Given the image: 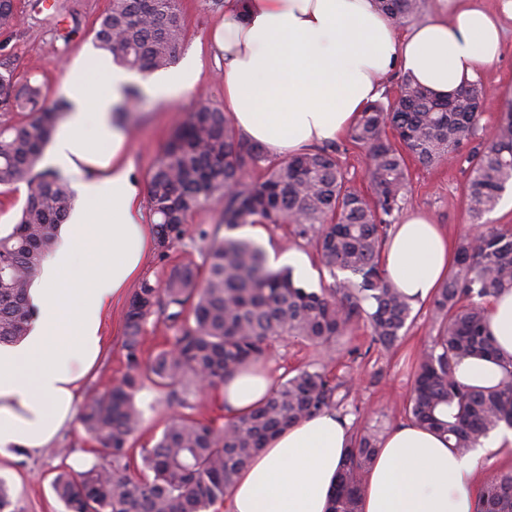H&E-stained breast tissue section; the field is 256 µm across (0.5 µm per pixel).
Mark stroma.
<instances>
[{
    "instance_id": "1",
    "label": "stroma",
    "mask_w": 512,
    "mask_h": 512,
    "mask_svg": "<svg viewBox=\"0 0 512 512\" xmlns=\"http://www.w3.org/2000/svg\"><path fill=\"white\" fill-rule=\"evenodd\" d=\"M109 4L110 0H17L21 21L13 31H0V62L9 65L18 80H37L43 83L49 97L62 96L74 60L92 46L93 25ZM210 4L211 0H182L187 31L179 56H192L197 61L199 79L193 90L182 99L166 103L142 97L130 114L126 145L140 189H147L150 173L169 138L198 101L206 99L219 107L224 104L222 70L211 50V37L223 13L211 9ZM503 26L501 53L479 75L491 89L482 102V121L486 124L512 107V20H504ZM465 180L466 174L458 165L429 169L411 166L406 212L427 213L447 231L452 242H459L471 229L463 199ZM218 215V207L211 204L194 213L184 226L181 240L164 250L152 249L143 279L152 283L165 279L175 265L188 260L202 263L197 232L202 227H213ZM239 233L259 241L267 254L279 256L289 251L309 259L311 271L303 280L306 287L318 289L333 284V277L312 249L303 240L293 238L288 229L255 224L243 226ZM129 301V296H122L108 311L104 350L96 370L86 380L85 395L109 391L126 371L123 341ZM411 316L413 321L403 340L389 350L372 346L366 327L359 325L328 350L297 338H280L273 342L261 364L278 379L300 366H326L330 377L353 383L346 404L339 411L350 428L378 424L388 431L404 421L402 408L411 394L418 357L435 334L430 303L413 305ZM136 400L143 422L131 444L136 449L149 448L157 442L176 409L150 385L138 393ZM105 459L76 421L51 447L34 454L1 457L0 476L12 488L16 512H64L50 487L55 472L62 468L80 472L93 461Z\"/></svg>"
}]
</instances>
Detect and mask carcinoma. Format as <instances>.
I'll use <instances>...</instances> for the list:
<instances>
[{
    "label": "carcinoma",
    "instance_id": "carcinoma-1",
    "mask_svg": "<svg viewBox=\"0 0 512 512\" xmlns=\"http://www.w3.org/2000/svg\"><path fill=\"white\" fill-rule=\"evenodd\" d=\"M426 2L380 0L396 26L420 20ZM17 17L16 0H0V30L14 27ZM185 34L180 0H110L94 43L146 76L175 63ZM485 94L475 80L450 100L403 76L394 95L370 104L347 133L348 143L368 159L365 191L346 178L340 147L332 144L249 177L247 170L266 160L264 147L243 139L221 109L200 101L152 171L148 205L163 249L182 238L194 212L213 202L222 204L227 235L200 230L199 239L209 241L202 265H176L162 282L145 281L132 296L126 372L108 392L87 398L80 414L86 434L111 461L54 476L51 488L65 512H209L272 436L344 406L350 386L323 366L294 370L262 406L222 423L204 417L197 397L201 380L218 391L238 368L264 358L275 337L328 347L361 322L373 345L389 349L401 340L412 303L388 278L383 247L407 200L409 158L425 168L467 164L463 196L478 232L458 242L448 278L432 298L436 336L420 356L404 416L447 437L459 452L503 423L512 427V370L492 389L466 387L455 377L459 359L495 356L484 299L512 290V230L485 220L512 186V111L502 113L486 141L462 153L483 129ZM0 104L30 114L24 123L0 128V188L28 186L13 232L0 238V345H8L30 330L36 313L30 281L73 210L75 192L68 178L39 168L68 100L48 99L41 84H20L4 67ZM246 224L287 226L312 245L331 276L338 270L350 276L330 288H307L292 270L270 267L256 241L231 235ZM154 315L173 336L144 360L141 334ZM147 384L166 392L181 411L154 447L141 449L133 474L130 440L142 422L135 397ZM381 441L374 428L351 434L331 512H359L362 477ZM479 512H512V470L483 487Z\"/></svg>",
    "mask_w": 512,
    "mask_h": 512
}]
</instances>
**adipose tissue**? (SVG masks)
Returning <instances> with one entry per match:
<instances>
[{"label":"adipose tissue","instance_id":"adipose-tissue-1","mask_svg":"<svg viewBox=\"0 0 512 512\" xmlns=\"http://www.w3.org/2000/svg\"><path fill=\"white\" fill-rule=\"evenodd\" d=\"M501 7L495 15L472 0H432L426 17L400 32L379 0H224L213 34L224 59V107L244 138L276 155L334 142L393 69L441 96L474 79L500 52V17H512V0ZM97 70L105 90L90 96L72 67L64 86L70 113L46 157L73 178L80 204L29 288L36 309L30 332L0 345V457L36 453L72 424L81 381L104 343L105 315L141 277L154 246L130 167L97 149L103 141L116 153L124 147L112 109L133 76L108 57ZM197 80L190 61L142 82L155 99L171 102ZM385 254L389 278L416 302L433 297L454 258L447 235L419 214L395 225ZM486 317L497 357L460 360L455 375L467 386H495L512 359V291L495 294ZM273 386L269 374L241 369L218 395L228 414L243 416ZM349 445L347 422L332 411L288 427L240 471L224 512H330ZM503 448H512V428L504 425L461 453L440 435L402 423L364 475L361 512H477L476 473Z\"/></svg>","mask_w":512,"mask_h":512}]
</instances>
